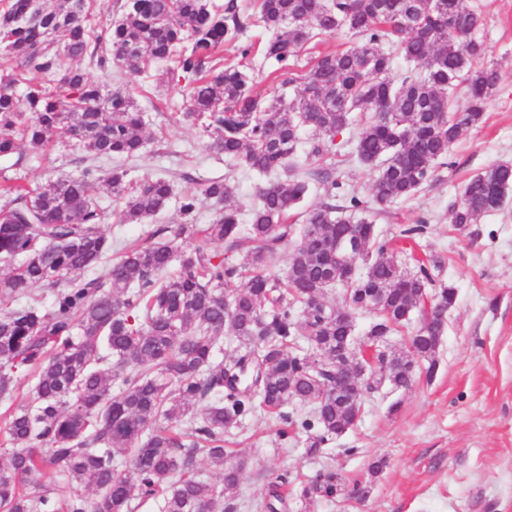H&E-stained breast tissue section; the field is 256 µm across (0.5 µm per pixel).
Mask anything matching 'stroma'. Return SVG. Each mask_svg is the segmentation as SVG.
Masks as SVG:
<instances>
[{
	"mask_svg": "<svg viewBox=\"0 0 512 512\" xmlns=\"http://www.w3.org/2000/svg\"><path fill=\"white\" fill-rule=\"evenodd\" d=\"M465 2L485 17L483 38L498 65L499 85L482 122L450 147L433 181L371 213L380 237L397 241L402 268L413 269L417 255L438 258L436 286L456 291L445 314L434 376L420 373L409 388L386 383L368 394L357 423L315 456L307 453L305 434L280 440L278 421L256 408L230 438L227 462L243 466L238 512H255L254 503L280 475L292 483L288 512H512V192L502 210L477 223L460 229L448 221L471 175L512 163V0ZM268 38L263 29H249L244 39L252 46L250 55L241 56L228 43L224 60L244 66L255 95L292 101L297 86L281 85L276 62L263 55ZM110 78L113 88L130 93L149 117L145 132L151 147L127 162L130 177L164 175L177 198L198 192L204 182L226 179L236 186L232 204L249 212L265 177L230 166L207 148L201 127L182 118L185 85L169 82L161 64L144 74L120 72ZM355 145L352 132L336 139L349 190L366 198L374 171L355 161ZM84 156L61 138L44 157L26 155L17 166L0 160V177L36 187L78 175ZM91 196L108 213L103 229L116 256L125 243L146 240L161 227L176 230L186 221L177 198L147 223L124 224L120 204L106 186L94 185ZM419 223L424 233L412 243L402 240V231ZM378 459L385 462L382 471L370 474L369 463ZM327 467L341 477L346 493L332 501L301 498L296 482Z\"/></svg>",
	"mask_w": 512,
	"mask_h": 512,
	"instance_id": "stroma-1",
	"label": "stroma"
}]
</instances>
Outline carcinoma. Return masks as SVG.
<instances>
[{"label":"carcinoma","mask_w":512,"mask_h":512,"mask_svg":"<svg viewBox=\"0 0 512 512\" xmlns=\"http://www.w3.org/2000/svg\"><path fill=\"white\" fill-rule=\"evenodd\" d=\"M93 2L0 4V158L22 145L36 156L56 137L95 161L144 154L150 140L134 99L89 79L74 62L142 73L153 61L166 64L171 80L187 82L182 117L206 120L209 149L277 180L258 188L245 221L226 205L234 186L206 183L180 202L186 217L206 201L216 213L207 224L175 231L190 248L174 238L132 244L106 269L112 240L90 186L109 185L122 203L121 222L143 224L172 199L170 180H131L126 169L93 163L39 188L0 183L8 198L0 208V261L12 265L0 276V305L28 298L0 312V403L11 408L0 427V447L9 451L0 466V512H132L136 498L161 499L160 512H237L241 465H225L224 435L258 402L279 421L281 440L303 432L307 452L319 453L362 407L349 393L326 391L355 314L374 307L365 337L373 342L424 305L436 261L419 264L402 287L396 250L366 213L432 181L449 147L482 121L499 71L477 39L483 17L464 0H447L445 8L436 0H260L253 24L273 33L265 55L283 83L300 82L296 100L285 105L253 95L250 76L223 64L224 43L246 28L235 4L218 11L208 0H125L121 16L100 28ZM342 33L358 44L320 53L296 73L291 60L301 48ZM398 55L418 71L394 78ZM29 73L54 76L56 84ZM460 91L469 99L463 112L455 109ZM356 122L355 159L376 170L366 201L348 192L336 164L308 169L297 159L302 128L316 133L310 154L323 158ZM312 180L324 186L326 201L303 211L302 224L288 223ZM511 189L512 165L472 175L449 223L461 229L499 211ZM360 235L355 253L350 242ZM289 244L287 270L271 273ZM239 255L251 269L236 263ZM174 264L178 273L162 277ZM101 268L104 274L84 278ZM228 282L236 283L229 294ZM336 285L343 305L311 304ZM36 286L52 289L51 309L30 293ZM227 328L244 351L216 362ZM444 332V321L424 320L414 344L429 378ZM22 374L31 381L19 400ZM385 381L409 387L405 374L380 372L364 393ZM292 403L311 406V414L288 409ZM116 449L124 459L115 460ZM199 459L224 467L223 487L198 476ZM61 481L69 494L59 503ZM344 490L331 470L301 482L306 499L332 500ZM287 497L288 477L281 476L260 508L280 512Z\"/></svg>","instance_id":"1"}]
</instances>
